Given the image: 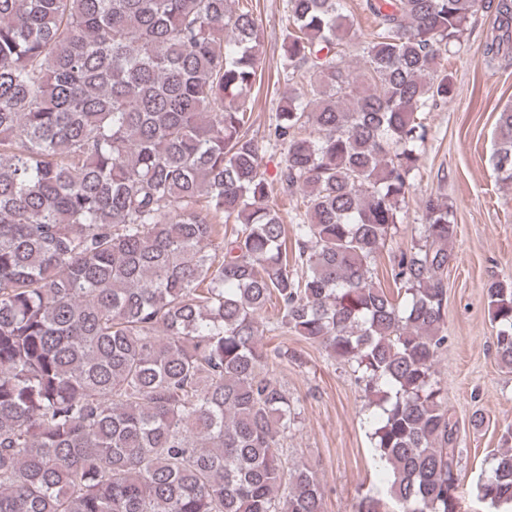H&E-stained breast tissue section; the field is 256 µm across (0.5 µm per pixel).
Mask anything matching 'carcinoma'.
I'll return each instance as SVG.
<instances>
[{
    "instance_id": "obj_1",
    "label": "carcinoma",
    "mask_w": 512,
    "mask_h": 512,
    "mask_svg": "<svg viewBox=\"0 0 512 512\" xmlns=\"http://www.w3.org/2000/svg\"><path fill=\"white\" fill-rule=\"evenodd\" d=\"M234 0H0V512H323L282 440L295 401L264 332L351 369L390 479L357 512H459L460 426L434 378L448 343L453 207L400 223L448 103L441 60L472 17L512 58V0H288L270 138L293 242L247 101L264 31ZM357 53L359 73L347 58ZM491 162L512 184V105ZM512 369V279L486 288ZM272 306L276 321L262 322ZM478 497L512 509V428Z\"/></svg>"
}]
</instances>
